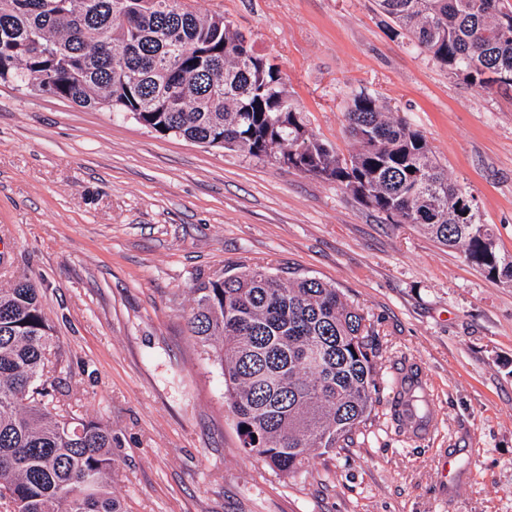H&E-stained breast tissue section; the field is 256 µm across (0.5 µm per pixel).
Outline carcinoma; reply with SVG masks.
<instances>
[{
    "label": "carcinoma",
    "instance_id": "obj_1",
    "mask_svg": "<svg viewBox=\"0 0 512 512\" xmlns=\"http://www.w3.org/2000/svg\"><path fill=\"white\" fill-rule=\"evenodd\" d=\"M419 53L452 78L512 88V6L505 0H377ZM0 84L81 108L126 112L167 136L271 159L336 183L396 224L460 250L489 278L512 282L479 212L431 146L367 93L345 118L355 141L338 153L310 130L280 68L240 31L182 0H0ZM190 335L212 346L241 448L294 475L317 449L342 448L369 418L375 352L364 316L315 277L263 266L192 288ZM57 342L43 295L20 278L0 288V499L12 512H121L112 498V430L58 408L47 375ZM428 401L405 388L397 416Z\"/></svg>",
    "mask_w": 512,
    "mask_h": 512
}]
</instances>
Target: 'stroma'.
Masks as SVG:
<instances>
[{
	"instance_id": "1",
	"label": "stroma",
	"mask_w": 512,
	"mask_h": 512,
	"mask_svg": "<svg viewBox=\"0 0 512 512\" xmlns=\"http://www.w3.org/2000/svg\"><path fill=\"white\" fill-rule=\"evenodd\" d=\"M277 64L338 153L369 93L422 132L512 254V90L447 72L376 0H192ZM265 266L317 277L365 316L374 410L295 475L244 455L214 353L190 335L201 278ZM40 288L58 396L112 428L124 512H512V286L331 181L160 135L124 112L0 85V288ZM421 376L437 426L398 420Z\"/></svg>"
}]
</instances>
